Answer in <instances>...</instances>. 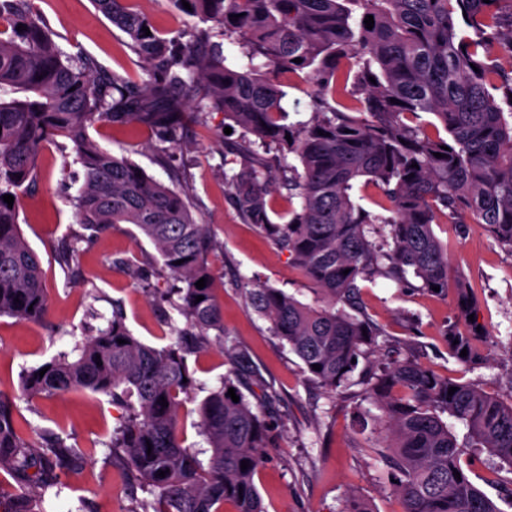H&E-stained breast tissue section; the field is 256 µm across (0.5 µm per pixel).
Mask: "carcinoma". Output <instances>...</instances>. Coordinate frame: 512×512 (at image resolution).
Returning a JSON list of instances; mask_svg holds the SVG:
<instances>
[{"instance_id":"cac0c4a2","label":"carcinoma","mask_w":512,"mask_h":512,"mask_svg":"<svg viewBox=\"0 0 512 512\" xmlns=\"http://www.w3.org/2000/svg\"><path fill=\"white\" fill-rule=\"evenodd\" d=\"M94 3L126 34L145 79L63 57L30 0H0V22L12 28L8 36L0 30V316L42 323L50 312L18 201L44 144L59 137L71 143L83 174L73 199L77 223L94 232L135 225L184 283L159 298L185 326L172 329L174 343L152 346L133 335L115 306L76 356L25 372L23 396L85 389L121 406L125 419L108 448L113 462L153 496L141 512H221L228 502L234 512H265L254 476L268 458L272 429L240 391L237 402L227 396L244 354L227 348L234 371L199 406L208 462L183 446L179 431L180 394L193 383L187 356L211 335L224 340L206 259L214 245L207 225L195 220L179 192L102 149L88 128L101 120L144 125L162 158L187 122L204 123L214 111L241 129L228 150L240 168L224 172L236 210L288 250L318 294L310 305L277 288H255L250 305L310 378L334 391L382 335L361 310L363 282L412 276L427 292L448 288V246L433 225L449 224L459 236L471 215L512 255V68L499 63L512 59V0H171L203 23L185 32L186 41L160 33L132 0ZM20 24L26 30H16ZM224 40L239 46L236 59L223 55ZM279 71L302 73L313 88L308 119L284 124ZM422 113L430 120L419 121ZM291 154L299 166L290 164ZM274 168L299 198L286 217L268 199ZM361 180L378 190L380 211L352 201ZM5 195L14 197L13 206ZM202 278L206 286L199 289ZM457 301L459 317L468 318L474 297L464 280ZM446 336L462 362L486 359L476 323L463 330L451 323ZM451 387L457 391L450 396ZM368 392L391 437L379 454L389 463L402 512H501L469 472L480 450L512 470V404L409 359L388 363ZM163 399L168 406L160 405ZM445 413L465 426L463 439L448 428ZM35 433L21 426L17 405L0 391V470L29 490L16 497L13 512H44V493L85 460L61 436L45 433L38 441Z\"/></svg>"}]
</instances>
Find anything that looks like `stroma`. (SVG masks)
<instances>
[{
  "instance_id": "obj_1",
  "label": "stroma",
  "mask_w": 512,
  "mask_h": 512,
  "mask_svg": "<svg viewBox=\"0 0 512 512\" xmlns=\"http://www.w3.org/2000/svg\"><path fill=\"white\" fill-rule=\"evenodd\" d=\"M31 7L66 56L89 58L102 71L143 79L126 35L92 0H31ZM89 133L103 149L128 157L149 176L179 189L192 215L213 236L207 263L223 307L224 339L209 341L188 358L194 384L182 397L180 428L185 446L206 449L197 428L198 408L230 369L224 345H237L250 366L270 382L273 394L271 401L251 402L274 425L277 436L276 448L254 478L266 512H344L351 494L373 512H402L388 469L375 451L385 432L362 382L369 365L378 364L387 349H399L438 375L512 401V256L499 248L484 225L468 221L460 236L448 225H435L438 238L449 245V289L444 295L383 277L364 283L363 308L383 334L375 351L360 357L350 382L330 392L310 380L288 344L248 304L250 289L257 287L278 288L309 304L316 292L289 252L243 223L230 200L224 143L228 136H240V128H229L220 112L211 113L206 123H187L169 168L158 162L156 137L147 127L98 122ZM81 180L82 172L60 138L45 145L35 181L20 195V227L41 258L51 307L41 324L0 316V392L15 399L31 426L59 434L88 454L83 468L65 477L58 493L46 495L47 512H139L148 492L133 489L109 457L108 445L123 416L109 397L88 390L30 401L20 396L27 370L72 351L98 327L93 312L108 316L113 305H120L134 336L158 347L175 342L173 327L185 323L152 299L150 288H167L170 279L160 270L155 246L134 225L116 224L95 233L77 223L71 199ZM65 245L74 249L66 264L58 257ZM462 278L474 291L475 321L486 331L484 349L491 354L480 365L455 358L445 336L456 314V286Z\"/></svg>"
}]
</instances>
